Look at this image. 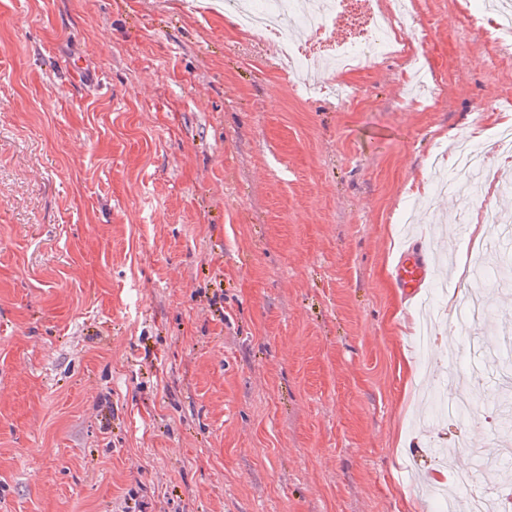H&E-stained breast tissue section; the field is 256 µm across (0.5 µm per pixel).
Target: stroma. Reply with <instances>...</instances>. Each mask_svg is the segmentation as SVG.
Here are the masks:
<instances>
[{"label":"stroma","instance_id":"obj_1","mask_svg":"<svg viewBox=\"0 0 512 512\" xmlns=\"http://www.w3.org/2000/svg\"><path fill=\"white\" fill-rule=\"evenodd\" d=\"M488 3L416 0L406 54L314 79L224 0H0V512H443L461 439L512 471V274L463 221L512 193L441 188L512 113ZM419 240L455 266L411 298ZM461 372L467 419L433 408ZM430 274L428 250L422 245L409 246L394 267V276L406 295L419 293Z\"/></svg>","mask_w":512,"mask_h":512}]
</instances>
